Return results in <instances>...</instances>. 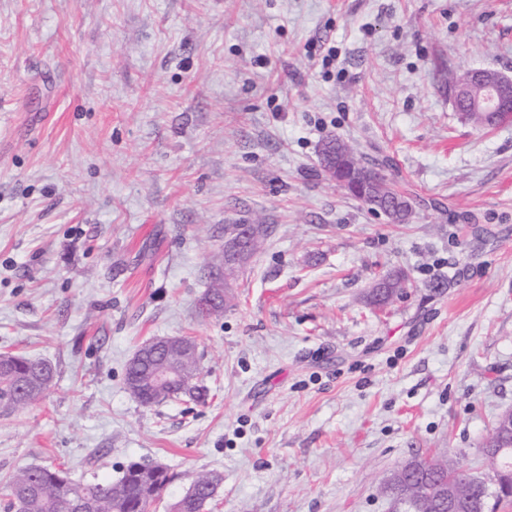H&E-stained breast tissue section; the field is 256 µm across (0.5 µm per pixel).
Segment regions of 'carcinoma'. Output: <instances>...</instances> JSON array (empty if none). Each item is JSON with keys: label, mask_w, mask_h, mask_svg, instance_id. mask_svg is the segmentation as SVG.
Segmentation results:
<instances>
[{"label": "carcinoma", "mask_w": 512, "mask_h": 512, "mask_svg": "<svg viewBox=\"0 0 512 512\" xmlns=\"http://www.w3.org/2000/svg\"><path fill=\"white\" fill-rule=\"evenodd\" d=\"M324 154L336 156L345 179V190L360 200L369 209L384 214L394 224H407L414 215L411 201L398 192L385 174L386 163L367 161L344 140L326 139L321 148ZM224 277L215 281L224 283L222 288H211L203 300L208 316H218L226 304V287L236 279L234 271L224 265ZM407 276L397 271L374 283L370 298L376 290L384 287L385 302H390L407 287ZM179 364L183 379L176 384V392L161 389L146 397L135 385L153 368L167 362ZM200 373L199 356H185L175 349L150 356L144 360L129 362L125 371V384L130 396L144 407H152L163 401L184 396L197 403L206 400V390L196 383ZM54 378L52 367L44 362L12 356L8 366L0 370V410L14 412L39 401L51 386ZM413 471L423 468L431 470L435 483L448 481L463 496V512H478L484 508L480 486L473 474L460 464L440 460L416 461ZM174 475L165 469L161 472L143 470L139 463H129L117 481L82 483L58 478L56 471L31 466L21 468L6 481L3 512H78L84 507L91 512H149L154 499L173 483ZM211 493L203 490L194 497L181 495L171 505V512H203L210 502Z\"/></svg>", "instance_id": "carcinoma-1"}]
</instances>
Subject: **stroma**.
<instances>
[{"mask_svg": "<svg viewBox=\"0 0 512 512\" xmlns=\"http://www.w3.org/2000/svg\"><path fill=\"white\" fill-rule=\"evenodd\" d=\"M474 68L512 77V0H0V354L54 369L0 412V485L158 462L151 512L202 471L207 512H391L407 461L485 473L512 411V123L455 112ZM332 135L388 159L411 223L328 179ZM258 222L205 316L225 225ZM171 336L208 398L143 407L126 365ZM222 268H224V279L214 276L213 273L212 277L215 279V282H219V284H222L224 281V288H210L202 300V304L207 300V303L205 304L206 308H204L202 305V311L208 316H219L224 311V304H226L224 297L226 298L227 296L226 288H228L231 282L236 279V274H234V271L224 265L223 252L221 255L220 265L216 270H220ZM407 283H408L407 276L402 271H396L392 275H390L386 278L380 279L374 283V285L372 286V289L370 291V300L373 304H375L374 298H375L376 289L378 288L377 289V291H378L380 288L386 287L385 288V290H386L385 305H386L395 296H397L401 292L402 288H407ZM376 297L379 298L377 293H376Z\"/></svg>", "mask_w": 512, "mask_h": 512, "instance_id": "1", "label": "stroma"}]
</instances>
